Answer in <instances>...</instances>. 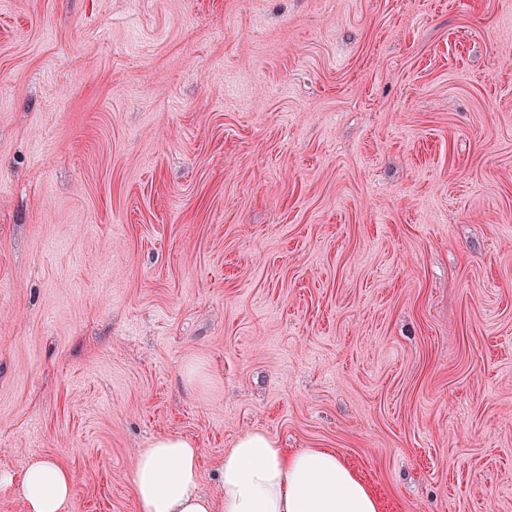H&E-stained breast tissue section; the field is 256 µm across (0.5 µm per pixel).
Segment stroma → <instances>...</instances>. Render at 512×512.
<instances>
[{
	"label": "stroma",
	"mask_w": 512,
	"mask_h": 512,
	"mask_svg": "<svg viewBox=\"0 0 512 512\" xmlns=\"http://www.w3.org/2000/svg\"><path fill=\"white\" fill-rule=\"evenodd\" d=\"M248 431L512 512V0H0V473Z\"/></svg>",
	"instance_id": "obj_1"
}]
</instances>
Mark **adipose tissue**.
Segmentation results:
<instances>
[{"label":"adipose tissue","mask_w":512,"mask_h":512,"mask_svg":"<svg viewBox=\"0 0 512 512\" xmlns=\"http://www.w3.org/2000/svg\"><path fill=\"white\" fill-rule=\"evenodd\" d=\"M199 455L194 441L177 435L143 449L132 474L138 512H213L200 489ZM220 475L222 512H380L377 497L330 448L289 451L248 432L225 450ZM18 480L25 512H68L75 491L64 466L37 456Z\"/></svg>","instance_id":"1"}]
</instances>
